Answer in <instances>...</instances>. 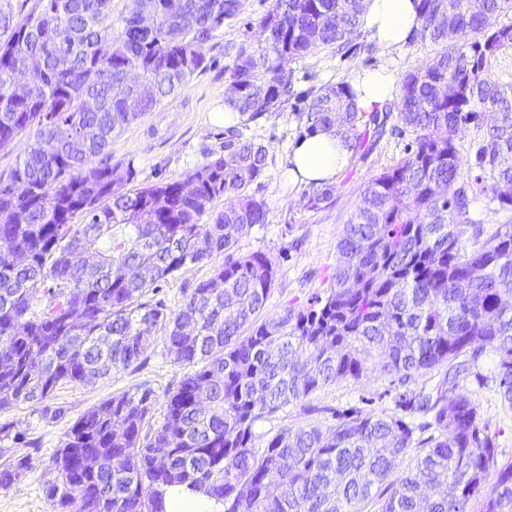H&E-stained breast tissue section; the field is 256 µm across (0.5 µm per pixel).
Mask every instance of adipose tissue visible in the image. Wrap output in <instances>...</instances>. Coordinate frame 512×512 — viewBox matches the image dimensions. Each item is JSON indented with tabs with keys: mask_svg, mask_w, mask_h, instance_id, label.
<instances>
[{
	"mask_svg": "<svg viewBox=\"0 0 512 512\" xmlns=\"http://www.w3.org/2000/svg\"><path fill=\"white\" fill-rule=\"evenodd\" d=\"M419 27L413 0H366L363 28L384 53L403 48ZM359 109L371 111L395 94L393 78L378 70L361 71L355 82ZM351 151L336 129H315L296 140L288 154L291 173L302 183L332 184L347 167ZM165 512H224L214 497L187 485L165 487Z\"/></svg>",
	"mask_w": 512,
	"mask_h": 512,
	"instance_id": "obj_1",
	"label": "adipose tissue"
}]
</instances>
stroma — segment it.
Masks as SVG:
<instances>
[{
    "instance_id": "1",
    "label": "stroma",
    "mask_w": 512,
    "mask_h": 512,
    "mask_svg": "<svg viewBox=\"0 0 512 512\" xmlns=\"http://www.w3.org/2000/svg\"><path fill=\"white\" fill-rule=\"evenodd\" d=\"M239 15L225 22L217 36L203 48L208 69L190 79L176 97L165 100L154 112L131 123L115 137L111 150L115 158L133 160L134 184L146 187L180 179L201 164L207 154L224 144L223 121H212L213 112L224 104L227 72L239 46L255 36L260 17L271 0H241ZM357 49L339 56L330 51L305 57L294 65L296 99L283 111L244 127L246 138L268 149L264 176L254 182L251 193L267 208L265 223L243 232L240 253L262 251L277 265L275 283L261 313L277 316L288 306H307L323 293L336 268L337 243L342 236L364 185L384 169L396 165L406 154L409 134L387 132L374 146L351 157L336 180L333 200L318 210L305 208L303 194L308 186L293 180L289 171L291 144L305 131L296 116L300 95L329 82L356 79L365 69H385L402 77L425 58L422 51L405 47L392 53L379 52L368 34H361ZM493 354H485L478 374L459 381L476 406L482 424L494 435L498 459L512 461V406L504 403L498 383L490 371ZM362 378L347 379L313 393L307 405L293 404L258 422L255 433L266 440L285 426L335 425V411L349 407L374 414L392 411L396 394L390 376L380 369L377 354L366 358ZM185 370L174 365L163 342H156L142 357L140 365L116 368L92 385L67 384L39 404L24 403L0 411V461L9 456L29 457L31 467L9 489L0 491V512H50L42 489L45 469L60 447L71 424L85 411L108 397L135 389L151 388L157 400H164L183 378ZM61 410L60 418L48 414Z\"/></svg>"
}]
</instances>
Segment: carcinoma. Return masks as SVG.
I'll list each match as a JSON object with an SVG mask.
<instances>
[{"label":"carcinoma","instance_id":"carcinoma-1","mask_svg":"<svg viewBox=\"0 0 512 512\" xmlns=\"http://www.w3.org/2000/svg\"><path fill=\"white\" fill-rule=\"evenodd\" d=\"M417 9L408 46L430 54L382 112L360 111L349 81L312 93L300 112L309 131L342 128L355 154L394 112L413 139L361 191L329 287L261 321L276 262L237 243L265 223L249 188L268 154L241 127L283 108L296 61L361 36L364 0H273L229 70L225 104L239 123L224 149L179 180L139 188L127 187L134 162L114 159L112 139L207 68L201 47L240 0H36L17 21L0 4V150L31 137L0 178V410L128 368L159 336L189 369L156 427L148 387L73 422L45 469L51 512L78 498L84 512H164L161 489L174 484L224 512H362L375 497L379 512H512V461L499 463L459 390L490 350L512 406V224L486 236L474 207L483 198L512 211V0ZM143 10L154 28L139 26ZM334 192L313 186L303 201L318 209ZM203 262L211 277L184 289L177 309L148 299ZM371 349L402 383L443 375L399 394L391 414L351 410L256 447V422L360 378ZM414 413L428 420L407 421ZM28 468L24 457L0 463V490Z\"/></svg>","mask_w":512,"mask_h":512}]
</instances>
